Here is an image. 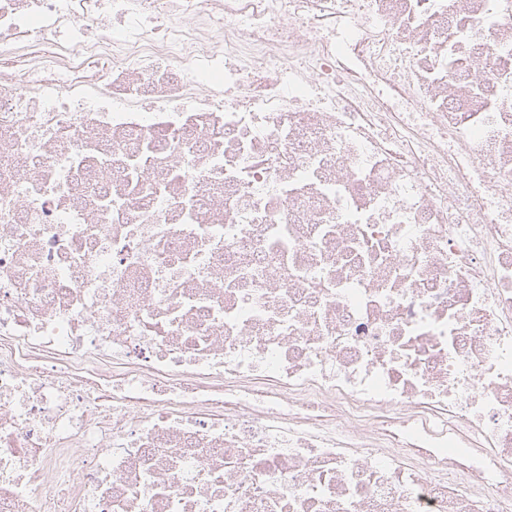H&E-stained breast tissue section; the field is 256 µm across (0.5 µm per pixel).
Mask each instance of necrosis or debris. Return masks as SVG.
Segmentation results:
<instances>
[{"instance_id": "obj_1", "label": "necrosis or debris", "mask_w": 512, "mask_h": 512, "mask_svg": "<svg viewBox=\"0 0 512 512\" xmlns=\"http://www.w3.org/2000/svg\"><path fill=\"white\" fill-rule=\"evenodd\" d=\"M0 512H512V0H0Z\"/></svg>"}]
</instances>
